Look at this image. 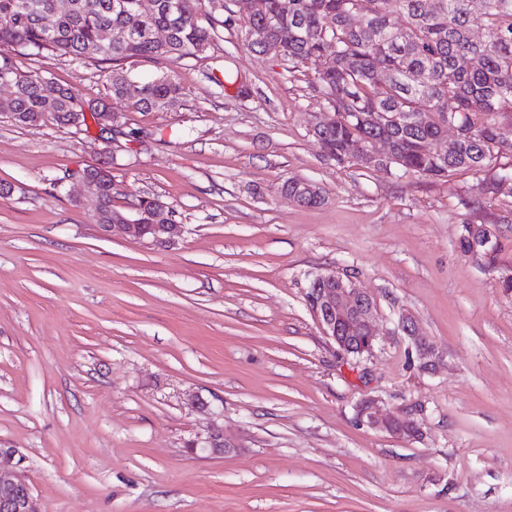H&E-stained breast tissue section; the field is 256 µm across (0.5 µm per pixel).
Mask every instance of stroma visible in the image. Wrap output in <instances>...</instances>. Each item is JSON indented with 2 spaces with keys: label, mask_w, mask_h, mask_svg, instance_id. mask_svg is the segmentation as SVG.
<instances>
[{
  "label": "stroma",
  "mask_w": 512,
  "mask_h": 512,
  "mask_svg": "<svg viewBox=\"0 0 512 512\" xmlns=\"http://www.w3.org/2000/svg\"><path fill=\"white\" fill-rule=\"evenodd\" d=\"M16 62L86 100L110 93L102 64ZM174 70L181 98L121 109L140 139L110 163L113 207L167 203L184 227L172 244L101 233L64 178L101 160L93 133L0 112V445L44 512H512V224L497 267L458 245L463 221L512 213V193L484 212L469 173L327 160L319 99L238 31ZM288 178L324 203L278 193ZM327 270L375 298L372 356L340 354L310 313L308 280ZM403 310L437 371L394 335ZM370 397L420 438L369 428ZM213 424L241 448L191 453ZM280 193H287L296 203L302 206H318L324 203L323 190L318 185L297 179H286L277 186Z\"/></svg>",
  "instance_id": "stroma-1"
}]
</instances>
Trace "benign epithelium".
<instances>
[{
    "label": "benign epithelium",
    "mask_w": 512,
    "mask_h": 512,
    "mask_svg": "<svg viewBox=\"0 0 512 512\" xmlns=\"http://www.w3.org/2000/svg\"><path fill=\"white\" fill-rule=\"evenodd\" d=\"M386 140L377 138L370 142L356 141L349 145L347 156L355 160H378L389 155L382 149ZM124 233L132 239L143 238V229L149 228L153 241H172L182 235L179 224H151L145 226L126 219L120 223ZM308 307L322 333L332 340L346 356L363 357L374 353L379 334L375 328L378 306L375 299L364 291L353 287L347 276L336 273H319L309 280L306 289ZM397 331L406 336L419 356L428 358L423 369L436 368L434 346L419 334L414 317L400 312ZM353 335V341L343 333ZM361 415L369 427L400 438L413 440L420 435L416 422L399 417L396 413L380 407L379 401L370 399L361 406ZM240 447L238 440L220 428H212L192 442V451L207 455H224ZM22 456L16 448L0 447V512H43L33 486L21 469Z\"/></svg>",
    "instance_id": "1"
}]
</instances>
